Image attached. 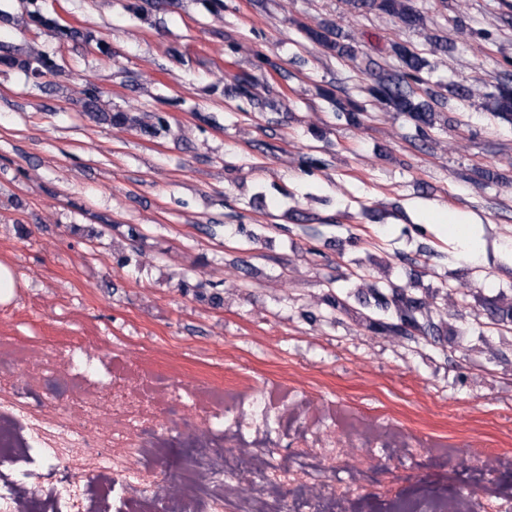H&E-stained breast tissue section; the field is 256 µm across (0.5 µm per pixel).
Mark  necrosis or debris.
Wrapping results in <instances>:
<instances>
[{"instance_id":"obj_1","label":"necrosis or debris","mask_w":512,"mask_h":512,"mask_svg":"<svg viewBox=\"0 0 512 512\" xmlns=\"http://www.w3.org/2000/svg\"><path fill=\"white\" fill-rule=\"evenodd\" d=\"M31 387H59L58 409L21 401L18 375ZM304 395L274 401L266 391L239 383L215 389L201 382L180 386L153 364L129 372H104L90 339L63 346L43 341L0 340V512H359L378 472L357 461L348 478L336 481L334 448L362 445L390 452L415 450L404 429L388 421H352L331 439L308 423ZM193 414L185 437L191 456L176 457L177 441L158 430L159 416L180 420ZM31 461L28 469L18 468ZM65 465L68 474L52 487L40 483L34 464ZM491 449L479 450L472 467L473 493L416 494L392 503L390 512H512L489 473L511 464ZM177 465L172 481L155 477ZM88 471L86 483L73 475ZM254 478L244 489V477Z\"/></svg>"}]
</instances>
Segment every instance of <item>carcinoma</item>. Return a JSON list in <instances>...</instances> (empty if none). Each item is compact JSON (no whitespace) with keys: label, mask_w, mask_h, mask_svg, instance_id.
<instances>
[{"label":"carcinoma","mask_w":512,"mask_h":512,"mask_svg":"<svg viewBox=\"0 0 512 512\" xmlns=\"http://www.w3.org/2000/svg\"><path fill=\"white\" fill-rule=\"evenodd\" d=\"M353 6L360 9L378 10L395 17L407 27H416L423 22V16L413 5L412 0H353ZM34 22L55 32L61 38L74 43L88 44L92 38L74 29L58 25L41 14L33 16ZM307 39L340 57H350L355 47L346 42V37L338 30L327 25L305 30ZM393 52L399 59V69L388 72L380 70L373 73V82L367 88L368 95L379 104L396 112H406L412 119L429 125L432 123L435 106L440 104L439 95L435 93L422 97L417 94L414 84L420 81L419 73L426 67L425 58L405 45L396 44ZM0 64L9 68L18 67L38 77L50 64L41 57L20 59L4 51L0 46ZM493 111L508 119L512 117V79L501 82L494 95Z\"/></svg>","instance_id":"carcinoma-1"}]
</instances>
